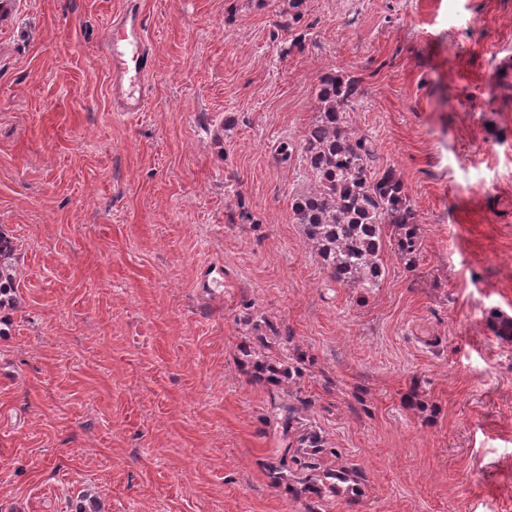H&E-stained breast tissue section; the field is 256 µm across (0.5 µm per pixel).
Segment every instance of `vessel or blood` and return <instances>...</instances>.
<instances>
[{"mask_svg": "<svg viewBox=\"0 0 512 512\" xmlns=\"http://www.w3.org/2000/svg\"><path fill=\"white\" fill-rule=\"evenodd\" d=\"M105 42L113 111L128 116L145 111L146 79L154 63L139 0H126L122 12L107 26Z\"/></svg>", "mask_w": 512, "mask_h": 512, "instance_id": "b4317fda", "label": "vessel or blood"}]
</instances>
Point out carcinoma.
I'll return each mask as SVG.
<instances>
[{
  "instance_id": "cac0c4a2",
  "label": "carcinoma",
  "mask_w": 512,
  "mask_h": 512,
  "mask_svg": "<svg viewBox=\"0 0 512 512\" xmlns=\"http://www.w3.org/2000/svg\"><path fill=\"white\" fill-rule=\"evenodd\" d=\"M362 94L360 82L351 76L327 73L321 78L318 115L302 145L310 185L293 200L291 212L333 282L348 288H377L385 274V249H393L411 266L419 255L421 236L400 175L390 166H375L373 141L345 129L343 112ZM18 276L13 249L0 236V307L13 302ZM303 362L298 357L262 365L268 381L282 392L273 403V420L281 429L283 447L269 458V475L276 483H288L298 495L321 498L336 493L344 483L352 491L357 469L326 464L340 455L303 418L311 401L292 390Z\"/></svg>"
}]
</instances>
